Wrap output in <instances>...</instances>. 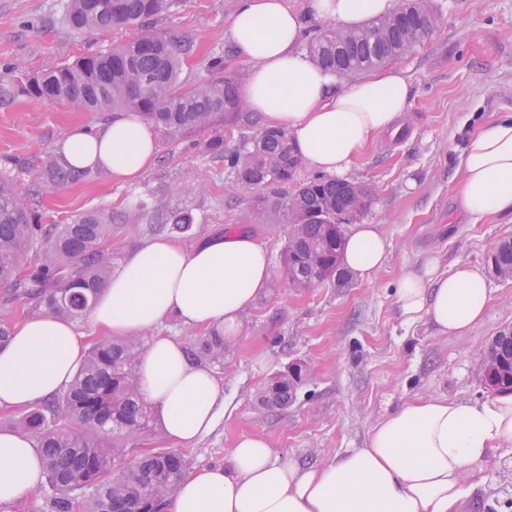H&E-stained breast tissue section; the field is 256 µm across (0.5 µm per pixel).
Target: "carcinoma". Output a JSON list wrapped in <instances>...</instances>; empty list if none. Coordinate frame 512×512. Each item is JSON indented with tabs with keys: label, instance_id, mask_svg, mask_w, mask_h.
Listing matches in <instances>:
<instances>
[{
	"label": "carcinoma",
	"instance_id": "carcinoma-1",
	"mask_svg": "<svg viewBox=\"0 0 512 512\" xmlns=\"http://www.w3.org/2000/svg\"><path fill=\"white\" fill-rule=\"evenodd\" d=\"M180 0H66L65 20L78 34L134 28L136 36L112 50L80 57L25 85L0 75V102L17 93L60 100L76 111L135 110L171 133L205 128L221 114L240 117L244 104L236 92L238 77L224 69V59H210L211 79L193 86L179 77L192 46L182 37L149 26ZM436 17L426 0H402L390 17L371 20L358 30L327 24L306 43L311 58L340 78L374 69L406 55L429 40ZM207 151L224 157V169L246 190H270L274 208L291 226L283 252L290 273L284 287L310 288L336 282V256L344 237L336 221L350 206L368 209L371 193L350 194V182L312 177L295 181L301 166L290 137L263 128L240 136L233 148L214 134ZM52 187L84 179L89 171L65 161L33 158L21 165ZM153 232L166 226L192 228L188 213H155ZM112 243V218L99 210L75 216L67 224H35L30 204L17 180L0 175V285L35 301L48 315L76 319L88 312L111 272L105 246ZM494 273L512 279V241L492 254ZM142 336L100 337L90 347L73 381L54 401L13 419L14 427L33 440L41 453L49 493L47 512H72L82 494V512H160L184 478L188 460L173 449L149 450L129 468L121 467L129 444L151 431L152 419L139 391L137 359ZM224 333L212 331L194 340L189 355L204 362L224 360ZM478 372L495 392L512 391V333L494 337L481 353ZM302 375L267 385L259 403L284 409L296 396Z\"/></svg>",
	"mask_w": 512,
	"mask_h": 512
}]
</instances>
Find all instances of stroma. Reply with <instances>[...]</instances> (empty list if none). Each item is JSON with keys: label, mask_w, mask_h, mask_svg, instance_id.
I'll return each mask as SVG.
<instances>
[{"label": "stroma", "mask_w": 512, "mask_h": 512, "mask_svg": "<svg viewBox=\"0 0 512 512\" xmlns=\"http://www.w3.org/2000/svg\"><path fill=\"white\" fill-rule=\"evenodd\" d=\"M64 0H0V72L37 76L77 57L109 51L131 39V28L75 34L63 19ZM237 0H182L156 19L161 30L189 37L194 53L182 67L191 85L209 79L207 62L220 55L246 77L248 66L227 36ZM438 16L433 36L396 58L412 87L401 127L365 147L347 175L367 185L372 203L363 221L389 243L384 266L360 279L302 290L284 289L283 251L290 232L266 191L241 188L222 157L207 152L212 132L235 143L242 121L217 120L213 130L161 133L153 167L134 185L102 171L36 198L41 223L65 224L89 210L112 216V263L149 242L138 228L137 204L188 211L191 233L173 234L184 249L204 239L244 232L269 250V287L241 317L239 335L212 370L224 385V417L187 448L191 468L223 464L244 435L267 439L275 457L314 468L362 447L370 427L419 397L483 401L492 398L476 371L478 353L512 330V280L495 275L496 245L512 240V221L471 223L456 200L457 156L488 121L512 114V0H430ZM107 112H78L45 99L18 96L0 105V171L31 155L57 156L72 128L91 131ZM188 186L176 195L173 185ZM466 264L488 281L484 319L460 336L440 334L427 319L406 322L396 303L400 278ZM299 363L307 380L283 410L260 406L266 379ZM475 488L461 512H512V447L493 450L471 478Z\"/></svg>", "instance_id": "1"}]
</instances>
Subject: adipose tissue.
<instances>
[{
    "label": "adipose tissue",
    "instance_id": "1",
    "mask_svg": "<svg viewBox=\"0 0 512 512\" xmlns=\"http://www.w3.org/2000/svg\"><path fill=\"white\" fill-rule=\"evenodd\" d=\"M398 0H307L304 12L286 0H239L227 34L248 75L239 93L270 128L285 130L303 163L331 176L347 173L361 151L395 128L411 100L404 73L390 69L337 87L336 77L302 50L310 21L352 29L395 13ZM160 149L152 124L124 111L104 128L71 130L60 143L76 168H98L135 183ZM457 198L473 221L512 215V117L492 121L468 140L458 159ZM388 249L374 224L355 225L344 249L347 270L378 271ZM267 248L246 234L211 239L186 250L159 237L128 254L102 284L89 310L103 335L138 336L169 317L235 338L241 317L268 287ZM484 275L458 265L445 275H404L396 290L403 316L427 318L440 333L460 336L484 315ZM87 343L74 326L32 317L0 347V406L25 408L65 388ZM140 393L159 409L167 437L189 445L224 416V388L189 361L183 342L156 336L138 359ZM512 447V396L478 402L416 399L378 420L363 447L304 470L278 461L259 435L239 438L227 465L196 469L167 500L166 512H457L472 492L473 466L490 449ZM45 479L31 439L0 432V504L15 503Z\"/></svg>",
    "mask_w": 512,
    "mask_h": 512
}]
</instances>
